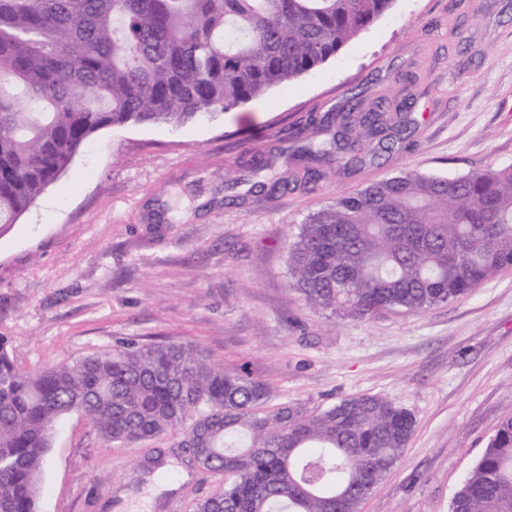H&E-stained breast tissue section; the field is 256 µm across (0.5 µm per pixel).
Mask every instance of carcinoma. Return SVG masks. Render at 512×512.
<instances>
[{
    "mask_svg": "<svg viewBox=\"0 0 512 512\" xmlns=\"http://www.w3.org/2000/svg\"><path fill=\"white\" fill-rule=\"evenodd\" d=\"M395 0H0V232L102 129L214 119L326 63ZM413 120L385 103L297 129L303 179L391 149ZM290 182L256 181L273 196ZM290 287L312 309L371 319L420 314L512 268V166L447 178L412 170L308 214L286 243ZM190 346L127 343L39 372L0 343V512H37L57 421L90 417L125 446L182 427L196 468L227 477L194 512H359L394 467L415 418L360 395L320 410ZM512 512V416L451 501Z\"/></svg>",
    "mask_w": 512,
    "mask_h": 512,
    "instance_id": "obj_1",
    "label": "carcinoma"
}]
</instances>
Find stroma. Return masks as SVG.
Segmentation results:
<instances>
[{
	"label": "stroma",
	"instance_id": "1",
	"mask_svg": "<svg viewBox=\"0 0 512 512\" xmlns=\"http://www.w3.org/2000/svg\"><path fill=\"white\" fill-rule=\"evenodd\" d=\"M406 103L408 147L266 198L254 179L301 173L309 116ZM268 159L253 172L254 155ZM512 166V0H395L317 70L214 121L99 131L0 234V338L37 372L136 341L192 346L324 408L367 394L415 418L360 512H449L512 416V269L421 314L352 320L289 287L287 236L315 208L405 170L458 177ZM236 180L226 200L225 180ZM183 430L106 446L89 418L56 427L39 512H192L220 476L192 468Z\"/></svg>",
	"mask_w": 512,
	"mask_h": 512
}]
</instances>
